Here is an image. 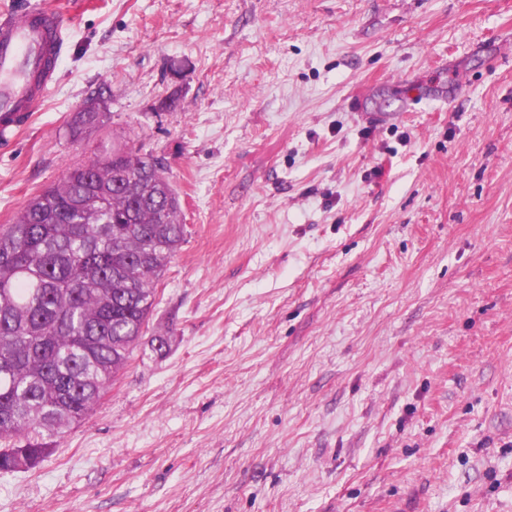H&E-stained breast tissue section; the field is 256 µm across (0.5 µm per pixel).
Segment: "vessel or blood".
I'll return each instance as SVG.
<instances>
[{
    "instance_id": "obj_1",
    "label": "vessel or blood",
    "mask_w": 512,
    "mask_h": 512,
    "mask_svg": "<svg viewBox=\"0 0 512 512\" xmlns=\"http://www.w3.org/2000/svg\"><path fill=\"white\" fill-rule=\"evenodd\" d=\"M65 17L43 6L0 20V132L27 123L53 81L43 69L45 57H61L65 50Z\"/></svg>"
}]
</instances>
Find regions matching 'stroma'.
<instances>
[{
    "instance_id": "stroma-1",
    "label": "stroma",
    "mask_w": 512,
    "mask_h": 512,
    "mask_svg": "<svg viewBox=\"0 0 512 512\" xmlns=\"http://www.w3.org/2000/svg\"><path fill=\"white\" fill-rule=\"evenodd\" d=\"M55 2L68 48L0 141V225L132 143L187 236L0 512H512V0ZM109 92L103 88L97 89L77 109L69 123L72 135H76L85 126H95L103 123L105 117L106 98ZM102 112V113H100Z\"/></svg>"
}]
</instances>
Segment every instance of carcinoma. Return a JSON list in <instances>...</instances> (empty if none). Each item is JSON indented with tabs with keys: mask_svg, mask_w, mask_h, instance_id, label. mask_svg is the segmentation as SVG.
I'll use <instances>...</instances> for the list:
<instances>
[{
	"mask_svg": "<svg viewBox=\"0 0 512 512\" xmlns=\"http://www.w3.org/2000/svg\"><path fill=\"white\" fill-rule=\"evenodd\" d=\"M103 117L78 112L70 132ZM184 237L164 159L133 145L67 169L0 225V472L37 466L100 403Z\"/></svg>",
	"mask_w": 512,
	"mask_h": 512,
	"instance_id": "1",
	"label": "carcinoma"
}]
</instances>
